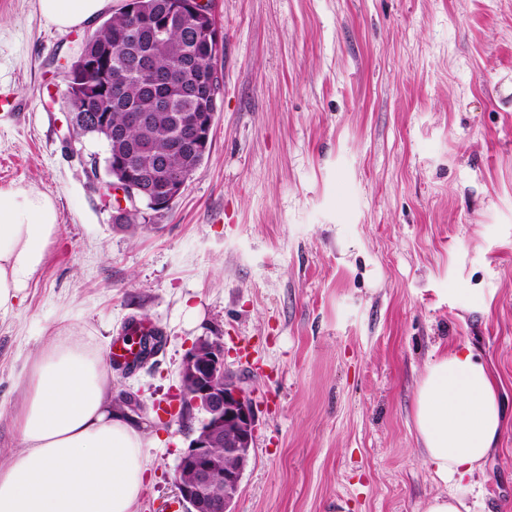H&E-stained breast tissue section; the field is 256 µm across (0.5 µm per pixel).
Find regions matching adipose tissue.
<instances>
[{"label":"adipose tissue","instance_id":"adipose-tissue-1","mask_svg":"<svg viewBox=\"0 0 512 512\" xmlns=\"http://www.w3.org/2000/svg\"><path fill=\"white\" fill-rule=\"evenodd\" d=\"M109 0H38L52 24L94 21ZM59 234L52 196L0 189V316L12 313L42 269ZM108 357L86 332L66 330L38 352L23 385L17 425L22 449L0 461V512H135L155 440L111 398ZM422 451L447 492L424 512H471L475 488L503 429L495 383L471 348L431 362L415 392Z\"/></svg>","mask_w":512,"mask_h":512}]
</instances>
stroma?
<instances>
[{"label":"stroma","instance_id":"35a3bbf8","mask_svg":"<svg viewBox=\"0 0 512 512\" xmlns=\"http://www.w3.org/2000/svg\"><path fill=\"white\" fill-rule=\"evenodd\" d=\"M224 46L210 152L137 234L66 147L60 28L0 0V188L52 195L60 236L0 317V461L21 382L66 327L165 336L112 393L158 438L136 512H167L196 419L157 423L201 336L257 405L235 512H423L442 491L413 418L425 368L471 347L505 422L477 512H512V0H207Z\"/></svg>","mask_w":512,"mask_h":512}]
</instances>
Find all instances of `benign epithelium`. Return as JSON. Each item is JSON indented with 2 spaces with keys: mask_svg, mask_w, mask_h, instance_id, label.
I'll use <instances>...</instances> for the list:
<instances>
[{
  "mask_svg": "<svg viewBox=\"0 0 512 512\" xmlns=\"http://www.w3.org/2000/svg\"><path fill=\"white\" fill-rule=\"evenodd\" d=\"M201 0H180L171 9V16L187 21L194 27L206 26L208 45L221 47L223 34L216 26H207L209 16L201 9ZM125 11L139 22L124 29L118 43H130L139 37L143 28H149L155 39L161 40L167 26L150 24L141 15L134 0H126ZM111 55L75 57L74 71L97 70L104 83L112 85L119 80V72L110 70ZM139 74L152 84L169 81L170 73L154 68L152 58L142 54L137 58ZM98 127L112 129V137L126 141L130 153L112 158L110 172L106 173L104 187L113 197L114 223L122 224L126 216L135 211L149 209L160 215L180 196L189 180L184 168H172L162 163L163 174L155 177L142 170L133 161L139 150L128 140L127 127H109L108 114L96 117ZM215 125V113L193 110L183 115V131L171 142V148L192 157L209 153ZM224 343L212 336L197 338L186 352L179 372L177 400L184 401L186 409L202 414L197 427L191 430L187 448L182 453L175 474L176 498L184 512H211L214 496L212 484L216 473L224 472V512H234L233 505L239 495L242 478L255 447L257 436V407L253 399L236 381L226 380ZM224 444V452H213L215 445Z\"/></svg>",
  "mask_w": 512,
  "mask_h": 512,
  "instance_id": "1",
  "label": "benign epithelium"
}]
</instances>
